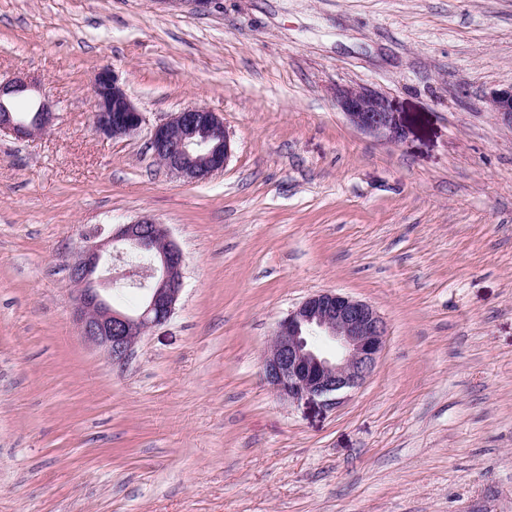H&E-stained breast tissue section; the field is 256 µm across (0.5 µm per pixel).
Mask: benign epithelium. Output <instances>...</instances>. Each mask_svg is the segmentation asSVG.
Returning <instances> with one entry per match:
<instances>
[{
	"label": "benign epithelium",
	"instance_id": "benign-epithelium-1",
	"mask_svg": "<svg viewBox=\"0 0 512 512\" xmlns=\"http://www.w3.org/2000/svg\"><path fill=\"white\" fill-rule=\"evenodd\" d=\"M27 88L21 77L0 81V132L30 137L49 126L52 112L44 103L32 123L6 105ZM335 97L354 127L388 142L404 137L405 129L386 94L350 85L336 88ZM487 103L497 121L512 127V85L491 91ZM143 123V113L118 76L101 69L94 83L95 130L117 138L136 133ZM150 145L164 168L188 181L224 168L231 157L224 121L202 106L187 107L156 126ZM134 250L146 257V266H132L124 276L142 280L144 294L141 305L126 312L112 306L110 282L99 270L115 253ZM184 262L167 227L148 216L120 224L108 238L86 246L69 268L81 335L100 348L108 362L125 364L143 333L174 314L184 288ZM386 336L387 324L371 305L333 290L314 293L278 321L263 357L264 378L283 400L320 399L334 405L341 393L370 377Z\"/></svg>",
	"mask_w": 512,
	"mask_h": 512
}]
</instances>
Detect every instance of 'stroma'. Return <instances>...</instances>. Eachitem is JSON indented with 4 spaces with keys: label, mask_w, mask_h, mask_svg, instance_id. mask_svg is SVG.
Wrapping results in <instances>:
<instances>
[{
    "label": "stroma",
    "mask_w": 512,
    "mask_h": 512,
    "mask_svg": "<svg viewBox=\"0 0 512 512\" xmlns=\"http://www.w3.org/2000/svg\"><path fill=\"white\" fill-rule=\"evenodd\" d=\"M110 68L143 127L95 131ZM50 128L0 132V512H512V0H0V80ZM385 93L390 143L333 91ZM217 112L188 182L153 127ZM184 253L173 316L110 364L69 266L142 216ZM333 289L388 325L340 403L288 402L262 358ZM487 103L497 121L512 127V85L491 91ZM154 157L171 173L198 181L223 169L231 157L230 136L216 112L187 107L151 132Z\"/></svg>",
    "instance_id": "35a3bbf8"
}]
</instances>
